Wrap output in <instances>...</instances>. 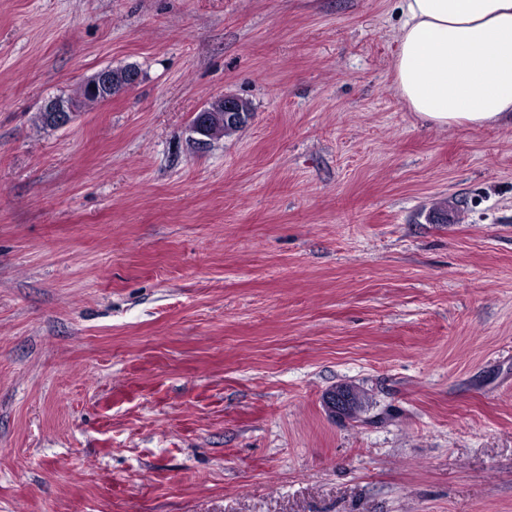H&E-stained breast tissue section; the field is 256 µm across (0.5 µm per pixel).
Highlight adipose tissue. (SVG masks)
I'll return each mask as SVG.
<instances>
[{
    "label": "adipose tissue",
    "mask_w": 512,
    "mask_h": 512,
    "mask_svg": "<svg viewBox=\"0 0 512 512\" xmlns=\"http://www.w3.org/2000/svg\"><path fill=\"white\" fill-rule=\"evenodd\" d=\"M395 89L437 127L512 124V0H399Z\"/></svg>",
    "instance_id": "1"
}]
</instances>
